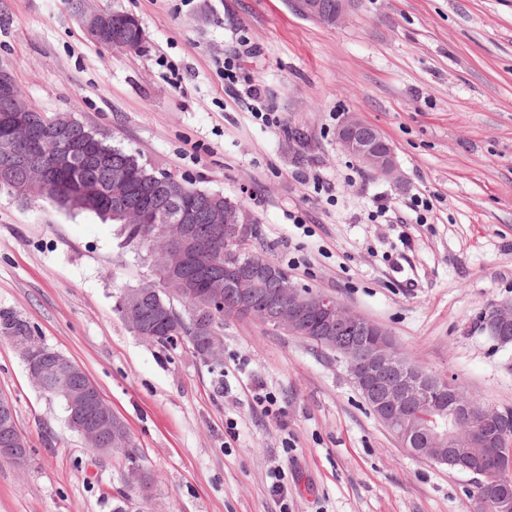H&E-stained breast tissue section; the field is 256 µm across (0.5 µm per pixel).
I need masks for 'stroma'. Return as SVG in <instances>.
<instances>
[{"mask_svg":"<svg viewBox=\"0 0 512 512\" xmlns=\"http://www.w3.org/2000/svg\"><path fill=\"white\" fill-rule=\"evenodd\" d=\"M82 3L136 16L142 47L92 42L72 0H0V67L30 106L244 203L251 249L292 285L335 296L417 365L512 408V344L480 327L512 302V0H356L338 25L293 0ZM243 41L252 53L230 88L218 62ZM252 86L281 127L253 117ZM350 113L391 145L396 177L339 145ZM418 196L434 204L424 224ZM378 197L389 212L374 220ZM153 278L112 222L0 192V318L86 372L155 479L143 495L123 456L88 447L0 337V395L32 450L23 470L0 456V512H279L274 466L288 512H477L471 475L402 448L343 360L310 341L228 319L216 367L185 342L137 336L117 298ZM259 386L286 423L254 407Z\"/></svg>","mask_w":512,"mask_h":512,"instance_id":"35a3bbf8","label":"stroma"}]
</instances>
